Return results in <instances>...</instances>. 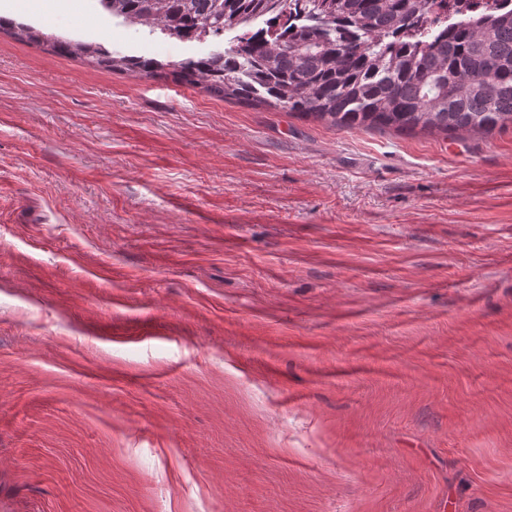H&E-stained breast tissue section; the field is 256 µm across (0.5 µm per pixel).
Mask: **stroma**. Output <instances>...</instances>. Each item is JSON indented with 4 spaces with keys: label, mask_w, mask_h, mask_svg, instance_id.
Wrapping results in <instances>:
<instances>
[{
    "label": "stroma",
    "mask_w": 512,
    "mask_h": 512,
    "mask_svg": "<svg viewBox=\"0 0 512 512\" xmlns=\"http://www.w3.org/2000/svg\"><path fill=\"white\" fill-rule=\"evenodd\" d=\"M85 2L0 6L207 49ZM0 512H512V126L338 130L1 31Z\"/></svg>",
    "instance_id": "1"
}]
</instances>
